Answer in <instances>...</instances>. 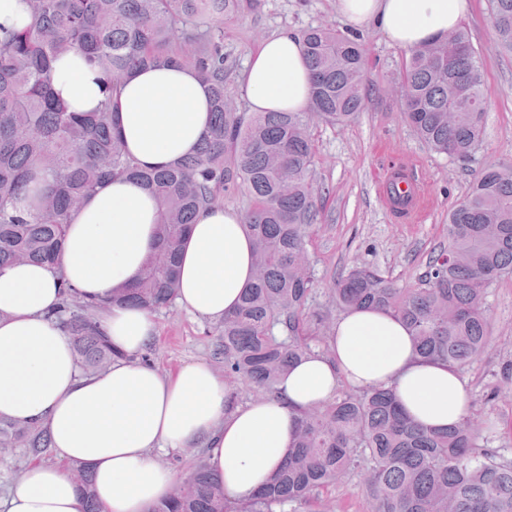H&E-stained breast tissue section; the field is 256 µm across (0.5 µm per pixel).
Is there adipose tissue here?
Returning <instances> with one entry per match:
<instances>
[{"label": "adipose tissue", "instance_id": "adipose-tissue-1", "mask_svg": "<svg viewBox=\"0 0 512 512\" xmlns=\"http://www.w3.org/2000/svg\"><path fill=\"white\" fill-rule=\"evenodd\" d=\"M338 2L348 27H375L405 49L446 38L469 9V0ZM240 82L252 111L304 110L312 80L299 36L285 31L261 42ZM107 87L106 75L79 52L54 64V91L70 111L91 112L111 99L118 132L143 169L177 163L209 131V94L196 71L161 63L134 69L115 96ZM158 213L156 197L140 181L114 179L72 214L56 266L0 269V416L44 427L56 458L28 466L5 512H83L69 473L74 465L91 468L103 512H147L177 479L154 451L200 443L225 495L248 497L292 448L299 415L344 383L392 389L409 417L434 429L467 413L471 395L458 371L415 355L406 325L379 309L342 316L330 353L314 351L293 363L280 399L231 413L225 383L208 364L190 362L163 374L139 362L158 337L157 324L147 311L110 298L139 275L156 241ZM254 251L240 213L201 211L181 245L179 303L222 319L253 281ZM63 279L108 303L102 324L119 356L104 372L80 375L68 337L47 317Z\"/></svg>", "mask_w": 512, "mask_h": 512}]
</instances>
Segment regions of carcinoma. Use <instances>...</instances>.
I'll return each mask as SVG.
<instances>
[{
    "label": "carcinoma",
    "mask_w": 512,
    "mask_h": 512,
    "mask_svg": "<svg viewBox=\"0 0 512 512\" xmlns=\"http://www.w3.org/2000/svg\"><path fill=\"white\" fill-rule=\"evenodd\" d=\"M30 23L0 38V268L53 263L71 212L114 177L143 182L160 206L158 242L136 281L112 297L151 314L173 308L180 245L188 225L240 191L255 244V275L235 311L216 324L215 355L226 376L279 397L290 365L310 352L306 327L314 278L306 233L317 221L312 119L354 121L365 106L366 52L360 35L326 26L301 33L312 74L302 112H242L225 91L224 17L258 0H25ZM500 47L512 53V0H490ZM78 48L117 88L135 68H193L208 84L209 135L172 167L145 170L116 132L110 98L70 112L55 97L53 63ZM404 115L431 151L466 158L482 136L479 59L465 26L451 40L410 51L401 71ZM448 241L430 258L421 286L402 288L368 266H353L331 288L344 311L376 307L408 327L421 358L463 368L490 344L489 286L512 274V164L481 169L448 214ZM52 313L84 373L112 364L104 307L63 281ZM468 418L446 430L411 422L390 388L344 392L304 411L296 445L265 488L236 500L204 462L150 512H297L360 469L371 512H512V465L478 447ZM49 448L47 432L0 417V448ZM83 512H101L89 468H71Z\"/></svg>",
    "instance_id": "1"
}]
</instances>
